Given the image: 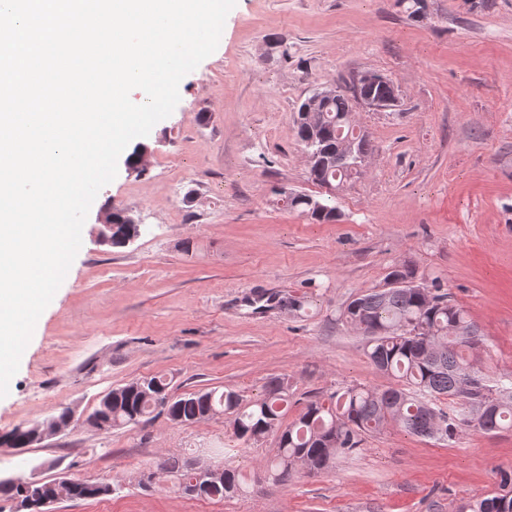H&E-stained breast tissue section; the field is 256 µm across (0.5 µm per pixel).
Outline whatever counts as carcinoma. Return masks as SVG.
<instances>
[{"label":"carcinoma","instance_id":"obj_1","mask_svg":"<svg viewBox=\"0 0 512 512\" xmlns=\"http://www.w3.org/2000/svg\"><path fill=\"white\" fill-rule=\"evenodd\" d=\"M327 90L329 94L317 102L306 98L294 117L298 141L306 150L319 154L318 162L309 170V178L318 185L341 182L357 173L342 162L341 143L345 139H351L362 153L374 151L367 137L354 135L348 125L352 96L338 84ZM272 194V203H282L316 223L339 217L330 196L298 193L287 197L277 188ZM386 280L406 287L372 289L358 295L343 308L340 317L366 338V356L379 370L397 378L398 388L342 387L325 400L309 402L299 417L284 427L281 417L288 405V384L281 377L267 382L262 397L245 403L232 390L220 394L199 390L175 398L169 393V382L153 376L112 389L88 422L99 430H110L138 426L154 412L166 414L176 424L195 423L224 412L232 417L234 434L246 442L279 432L277 454L266 462L265 469L269 479L282 485L292 480L300 465L310 474L332 469L337 457L356 452L364 436L381 431L389 422L409 434L444 441L455 439L469 427L488 432L512 428V386L477 375L465 356L480 342L465 310L452 303L439 285L417 279L412 270L394 268ZM445 397L446 411L436 407V401ZM71 423L72 412L64 408L51 417L47 427L41 423L18 425L8 432L10 446L28 448L52 430ZM160 469L174 477L182 491L192 480L187 460L168 458ZM243 485L241 474L226 468L224 478L214 480L199 497L223 498L242 491ZM111 491L108 484L86 480L59 479L31 485L20 476L0 479V497L13 502L15 512H21L20 506L26 502L37 503L49 492L60 500H77ZM459 512H512V491L465 503Z\"/></svg>","mask_w":512,"mask_h":512}]
</instances>
